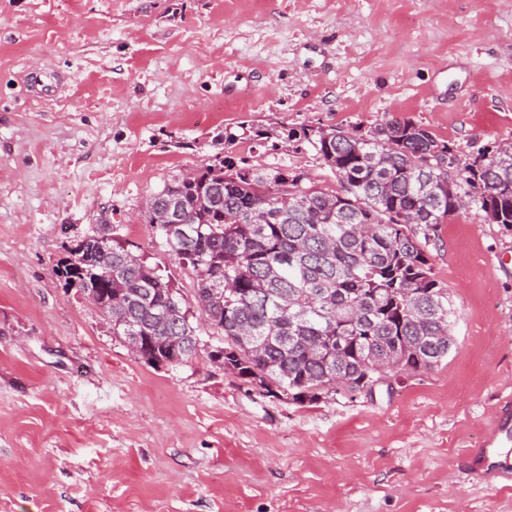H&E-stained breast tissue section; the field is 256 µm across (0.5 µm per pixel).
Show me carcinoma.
Returning <instances> with one entry per match:
<instances>
[{
  "label": "carcinoma",
  "mask_w": 512,
  "mask_h": 512,
  "mask_svg": "<svg viewBox=\"0 0 512 512\" xmlns=\"http://www.w3.org/2000/svg\"><path fill=\"white\" fill-rule=\"evenodd\" d=\"M284 136L313 152L340 189L229 152L150 201L149 220L172 198L181 204L184 223L154 228L195 275L197 307L224 338V369L272 396L313 403L377 385L384 356L406 375L441 365L453 344L451 307L426 245L462 198L487 223L512 227V141L465 155L430 128L394 119ZM56 273L84 297L116 299L101 304L112 336L124 342L137 327L148 339L144 362L195 355L186 301L114 237L78 240Z\"/></svg>",
  "instance_id": "1"
}]
</instances>
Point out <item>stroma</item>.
Instances as JSON below:
<instances>
[{
    "label": "stroma",
    "mask_w": 512,
    "mask_h": 512,
    "mask_svg": "<svg viewBox=\"0 0 512 512\" xmlns=\"http://www.w3.org/2000/svg\"><path fill=\"white\" fill-rule=\"evenodd\" d=\"M388 119L512 139V0H0V512H512L468 455L512 426V227L437 226L454 345L370 398L267 396L200 315L192 359L149 365L55 273L108 226L192 300L154 192L228 150L334 190L242 127Z\"/></svg>",
    "instance_id": "1"
}]
</instances>
